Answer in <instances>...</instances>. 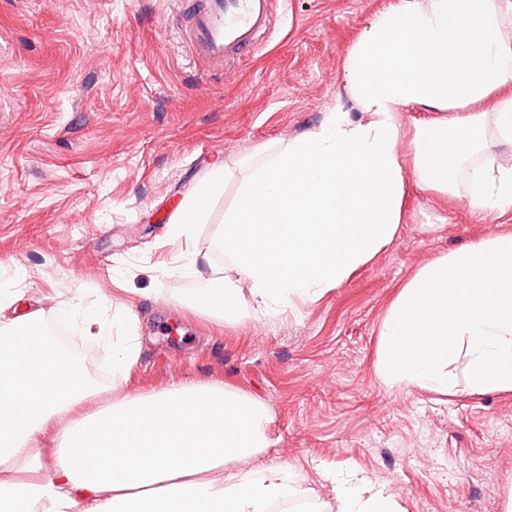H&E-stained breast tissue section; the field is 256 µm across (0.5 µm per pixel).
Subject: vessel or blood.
Listing matches in <instances>:
<instances>
[{
  "instance_id": "obj_1",
  "label": "vessel or blood",
  "mask_w": 512,
  "mask_h": 512,
  "mask_svg": "<svg viewBox=\"0 0 512 512\" xmlns=\"http://www.w3.org/2000/svg\"><path fill=\"white\" fill-rule=\"evenodd\" d=\"M277 0H179L191 45L212 68L249 56L271 31Z\"/></svg>"
}]
</instances>
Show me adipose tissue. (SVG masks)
Segmentation results:
<instances>
[{
	"instance_id": "ef3b65f1",
	"label": "adipose tissue",
	"mask_w": 512,
	"mask_h": 512,
	"mask_svg": "<svg viewBox=\"0 0 512 512\" xmlns=\"http://www.w3.org/2000/svg\"><path fill=\"white\" fill-rule=\"evenodd\" d=\"M512 0H391L346 52L344 95L319 127L245 157L224 226L218 288L188 303L223 323L316 301L396 238L407 183L481 217L512 210ZM209 180L172 229L186 237L220 192ZM112 339V372L139 355L136 316ZM0 328V512H269L290 469L260 463L274 418L231 385L98 387L38 327ZM464 362L463 375L453 366ZM387 387L512 392V232L438 256L401 285L374 362ZM338 512H404L365 475L329 474Z\"/></svg>"
}]
</instances>
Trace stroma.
Masks as SVG:
<instances>
[{
	"mask_svg": "<svg viewBox=\"0 0 512 512\" xmlns=\"http://www.w3.org/2000/svg\"><path fill=\"white\" fill-rule=\"evenodd\" d=\"M390 0H285L251 60L205 71L176 0H0V326L42 309L95 383L143 392L220 382L265 402L296 497L272 512H336L327 472L360 471L407 512H503L512 491V395L384 387L378 330L420 265L512 231L408 186L406 222L364 268L275 320L218 326L182 307L223 275L238 162L315 129L347 49ZM227 166L189 242L171 224L211 164ZM140 359L115 379L121 307ZM95 315L98 328L82 317Z\"/></svg>",
	"mask_w": 512,
	"mask_h": 512,
	"instance_id": "stroma-1",
	"label": "stroma"
}]
</instances>
